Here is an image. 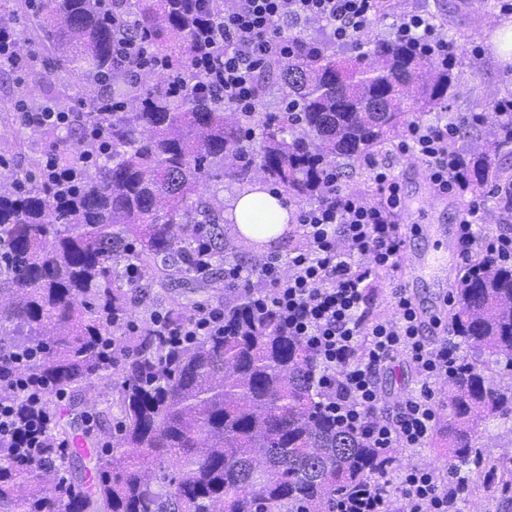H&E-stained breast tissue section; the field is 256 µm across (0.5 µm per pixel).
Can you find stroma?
I'll use <instances>...</instances> for the list:
<instances>
[{
	"label": "stroma",
	"instance_id": "1",
	"mask_svg": "<svg viewBox=\"0 0 512 512\" xmlns=\"http://www.w3.org/2000/svg\"><path fill=\"white\" fill-rule=\"evenodd\" d=\"M418 10L433 16L442 24L446 40L456 58L455 87L441 108L419 115L418 121L430 125L445 120L453 126L475 122L479 138L453 139L457 152L470 155L489 147L484 134L497 124L496 112L487 109L492 100L512 98V60H502L493 48L491 39L505 22H512V13L504 14L498 0H390L385 18L368 28V35L391 37L400 14ZM13 26L19 33L22 52L32 53L34 60L25 74L0 70V185L14 188L16 182L37 176V163L55 152L57 139L75 140L69 126L54 132L23 126L15 109L19 103L35 106L46 94L67 97L69 105H78L87 89L78 75H62L53 59L45 53L33 35V22L23 13L16 14ZM398 139H391L377 158L392 163L393 173L399 179L402 201L409 206L423 224L433 225L432 233L407 232L403 253L421 256L429 262V269L420 272L414 281H407L403 270L393 276H378L375 280V299L367 311L368 317L389 318L393 315L390 300L393 288L401 287L419 308L427 342L450 335L448 302L455 296L466 270L459 252L448 249V229L457 227L462 212L471 202L484 208L485 222L480 227L482 239H492L502 233H512V223L500 221V206L490 187L471 188L468 196L454 194L439 196L433 193L422 161L412 155L401 154ZM222 262L212 265L211 274H177L165 279H144L138 285H128L125 279L117 284L125 292L129 320L138 326L150 322L153 309H181L191 314L201 306H220L224 303L226 269L239 266L243 275H251L258 263L252 248L246 243L227 242ZM383 394V411L389 412L406 395L429 388L437 405L438 420L448 415L450 384L441 379H424L407 359L401 358L382 367L377 376ZM119 389L112 373H103L90 383L67 391L62 402L56 403L57 416L68 430L69 438L85 441L92 455L66 454L61 466L63 481L90 488L95 483L96 450L111 441L118 424ZM478 447L483 465L512 462V422L496 420L481 424ZM394 464L388 469L386 480L391 491H398V473L402 467L420 465L441 468L448 463V450L439 428H432L425 444L408 450L394 449ZM458 486L457 512H502V495L494 488L478 486L475 473L450 476Z\"/></svg>",
	"mask_w": 512,
	"mask_h": 512
}]
</instances>
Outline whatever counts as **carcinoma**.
<instances>
[{
  "mask_svg": "<svg viewBox=\"0 0 512 512\" xmlns=\"http://www.w3.org/2000/svg\"><path fill=\"white\" fill-rule=\"evenodd\" d=\"M224 0H126L130 35L147 39L164 60L156 84L131 87L112 60V10L102 0H39L38 37L63 72L94 87L72 124L102 129L109 151L94 170L61 185L46 175L23 192L0 191V335L42 351L38 373L49 393L79 386L112 368V322L127 318L124 293L112 287L122 261L138 278L188 270L180 226L206 233L213 253L224 231L207 203L191 200L213 171L246 179L258 171L302 201H320L330 159L344 166L381 149L448 97L453 62L429 59L399 37L374 38L354 61L336 45L301 41L276 65L283 109L226 112L203 94L172 95L166 85L204 50ZM126 98L119 112L113 99ZM495 149L464 159L468 182L492 184L500 206H512V174L497 165L512 147L504 122ZM96 145L59 141L68 161ZM451 329L474 352L452 378L442 434L455 470L479 463L478 425L512 421V386L501 387L489 364L512 368V262L483 259L456 289ZM231 327L171 349L144 328L141 350L118 368L120 437L96 462L95 491L56 483L62 449L31 462H0V512H313L382 468L355 432L323 406L311 351L280 327L274 310L229 289ZM483 478L512 491V467Z\"/></svg>",
  "mask_w": 512,
  "mask_h": 512,
  "instance_id": "cac0c4a2",
  "label": "carcinoma"
}]
</instances>
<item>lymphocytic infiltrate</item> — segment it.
I'll use <instances>...</instances> for the list:
<instances>
[{"instance_id": "lymphocytic-infiltrate-1", "label": "lymphocytic infiltrate", "mask_w": 512, "mask_h": 512, "mask_svg": "<svg viewBox=\"0 0 512 512\" xmlns=\"http://www.w3.org/2000/svg\"><path fill=\"white\" fill-rule=\"evenodd\" d=\"M381 0H230L216 16L211 32L214 54L192 61L201 81H190L193 91L204 92L240 112L255 111L256 88L261 75L275 61L288 58L294 45L285 26L314 20L327 23L332 39L341 45L365 31L379 14ZM130 21L120 6L112 8V49L118 67L133 72L148 68L154 49L148 42H131ZM398 35L428 56L447 64L448 44L438 37L428 16L414 12L398 19ZM453 126L410 124L401 149L424 163L434 189L442 194L467 191L460 177V155L448 147ZM380 197L370 203L342 189L336 173L327 176L326 201L302 209L299 223L305 244L289 257L287 267L277 259L262 264L253 298L272 307L283 330L305 344L315 356L323 405L341 427L355 431L381 454L394 448H418L428 438L436 419L430 389L399 402L395 414L381 416L383 395L376 380L378 367L407 357L426 377H452L463 358L454 342L426 343L421 335L418 308L405 289L392 293L394 319L370 321L365 317L367 289L381 271L398 267L402 227L398 221L401 185L390 164L369 160ZM479 206H472L459 222V242L464 263L472 249L483 244L487 257H512V236L502 234L481 241ZM156 335L177 348L199 336L223 334L227 328L223 307H202L182 320L155 314ZM26 355L9 350L0 360V447L11 459L43 455L55 440L56 412L43 388L27 371ZM401 490L392 495L383 473L357 482L334 495L327 512H456L457 494L443 470L410 467L400 474Z\"/></svg>"}]
</instances>
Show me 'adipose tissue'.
<instances>
[{
	"instance_id": "obj_1",
	"label": "adipose tissue",
	"mask_w": 512,
	"mask_h": 512,
	"mask_svg": "<svg viewBox=\"0 0 512 512\" xmlns=\"http://www.w3.org/2000/svg\"><path fill=\"white\" fill-rule=\"evenodd\" d=\"M296 208L279 190L256 180L227 202L224 218L236 238L248 242L258 256H267L288 232Z\"/></svg>"
}]
</instances>
